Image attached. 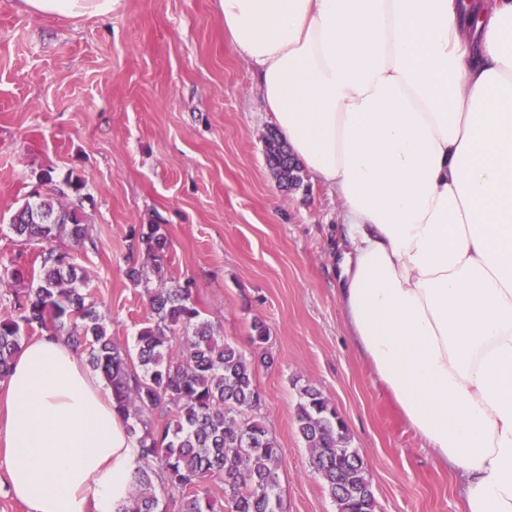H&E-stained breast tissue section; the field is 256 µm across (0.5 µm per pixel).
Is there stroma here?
Wrapping results in <instances>:
<instances>
[{"mask_svg": "<svg viewBox=\"0 0 512 512\" xmlns=\"http://www.w3.org/2000/svg\"><path fill=\"white\" fill-rule=\"evenodd\" d=\"M275 125L253 68L224 33L218 0H112L105 17L37 20L0 0V269L42 246L10 219L44 171L85 183L84 289L112 335L134 347L148 315L125 275L133 229L159 224L164 265L191 281L203 317L251 353L261 416L281 448L288 512H336L297 432L301 386L322 391L362 456L377 512H463L456 481L355 351L336 297L338 205L303 173L269 167Z\"/></svg>", "mask_w": 512, "mask_h": 512, "instance_id": "stroma-1", "label": "stroma"}]
</instances>
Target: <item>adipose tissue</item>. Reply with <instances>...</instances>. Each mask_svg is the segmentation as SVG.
Segmentation results:
<instances>
[{
	"mask_svg": "<svg viewBox=\"0 0 512 512\" xmlns=\"http://www.w3.org/2000/svg\"><path fill=\"white\" fill-rule=\"evenodd\" d=\"M34 17L112 0H23ZM294 157L340 203L351 339L458 484L512 512V0H220ZM138 448L82 350L22 344L0 467L27 512H116Z\"/></svg>",
	"mask_w": 512,
	"mask_h": 512,
	"instance_id": "1",
	"label": "adipose tissue"
}]
</instances>
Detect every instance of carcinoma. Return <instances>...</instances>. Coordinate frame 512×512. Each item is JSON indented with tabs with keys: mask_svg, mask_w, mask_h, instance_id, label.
<instances>
[{
	"mask_svg": "<svg viewBox=\"0 0 512 512\" xmlns=\"http://www.w3.org/2000/svg\"><path fill=\"white\" fill-rule=\"evenodd\" d=\"M66 185L70 203L33 190L11 218L17 236L48 248L35 257L38 271L21 263L6 270L8 278L29 284L12 293L0 315V381L21 342L36 333L63 337L87 352L138 448L132 492L117 512H285L281 450L260 420L256 384L258 368L273 364L265 354L268 328L253 322L255 354L246 355L202 318L190 282L177 281L145 289L149 317L130 352L109 332L91 295L78 288L84 275L75 250L86 238L85 184L71 177ZM166 246L160 224L133 233L127 278L135 285L148 284L152 275L164 279ZM299 397L298 433L336 512H376L364 460L336 408L312 385L301 387ZM213 484L224 486V502L212 496Z\"/></svg>",
	"mask_w": 512,
	"mask_h": 512,
	"instance_id": "carcinoma-1",
	"label": "carcinoma"
}]
</instances>
